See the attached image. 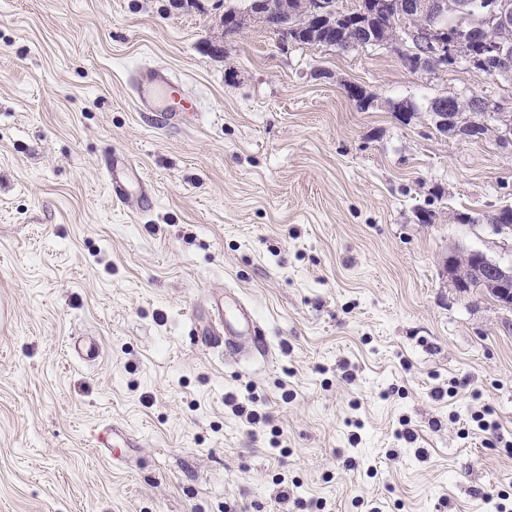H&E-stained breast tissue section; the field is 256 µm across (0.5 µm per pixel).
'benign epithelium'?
I'll return each instance as SVG.
<instances>
[{
    "instance_id": "7a95c632",
    "label": "benign epithelium",
    "mask_w": 512,
    "mask_h": 512,
    "mask_svg": "<svg viewBox=\"0 0 512 512\" xmlns=\"http://www.w3.org/2000/svg\"><path fill=\"white\" fill-rule=\"evenodd\" d=\"M449 8L458 11L460 17L467 18L475 10V0H409L405 10L389 16V23L396 30L395 42L399 46L407 47L406 62L408 70L413 73H431L442 65L455 61L461 56V42L458 39L444 38L428 42L421 38V32L409 24V19L417 15H437ZM278 13H288L286 0H252L248 7L239 12L232 19V25L236 27H248L259 24L269 30H276L282 36H288V28L274 27L271 17ZM480 23L493 29L508 30L512 28V9L508 4L496 0L493 5L483 11ZM490 57L496 59L498 69L496 73L504 81L512 78V54L499 43L486 42ZM436 129L442 133H459L464 126L462 117L458 113L446 108V103H441L440 110L434 116ZM492 269L493 277L485 281L489 291L496 294L501 303L507 307L512 305V266H503L490 261L484 254L470 252L466 255L457 253L448 254L445 268L448 278L456 288L469 287L472 275L479 272L482 267Z\"/></svg>"
}]
</instances>
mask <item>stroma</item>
Instances as JSON below:
<instances>
[{
	"label": "stroma",
	"mask_w": 512,
	"mask_h": 512,
	"mask_svg": "<svg viewBox=\"0 0 512 512\" xmlns=\"http://www.w3.org/2000/svg\"><path fill=\"white\" fill-rule=\"evenodd\" d=\"M239 3L0 0V512H494L512 496V308L444 263L512 265V230L489 222L512 206V146L443 136L426 106L512 105V85L225 35ZM152 65L199 120L135 107L128 75ZM111 153L150 204L113 205ZM227 289L267 356L195 336Z\"/></svg>",
	"instance_id": "stroma-1"
}]
</instances>
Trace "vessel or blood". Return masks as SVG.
Segmentation results:
<instances>
[{"instance_id":"vessel-or-blood-1","label":"vessel or blood","mask_w":512,"mask_h":512,"mask_svg":"<svg viewBox=\"0 0 512 512\" xmlns=\"http://www.w3.org/2000/svg\"><path fill=\"white\" fill-rule=\"evenodd\" d=\"M131 85L136 107L144 112L162 113L167 121H183L185 111L194 107L193 102L182 98L179 80L166 67L154 65L139 70ZM106 177L115 203H126L135 194L143 198L151 195L146 179L126 157L108 158ZM211 319L215 327L207 332L210 344L223 346L234 355L254 350L267 352L265 331L246 303L239 301L229 306L222 299H214Z\"/></svg>"}]
</instances>
